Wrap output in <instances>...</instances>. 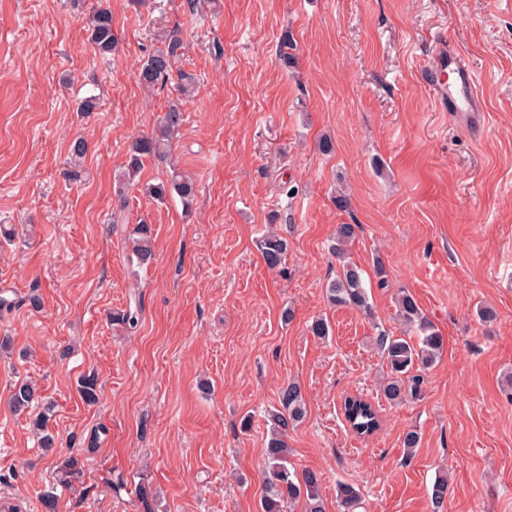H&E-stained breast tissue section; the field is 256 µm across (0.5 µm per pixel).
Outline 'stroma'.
<instances>
[{
    "mask_svg": "<svg viewBox=\"0 0 512 512\" xmlns=\"http://www.w3.org/2000/svg\"><path fill=\"white\" fill-rule=\"evenodd\" d=\"M99 7L121 43L105 59L87 39ZM162 28L186 43L192 100L135 79ZM438 33L478 73L480 123L435 105L426 65ZM89 96L96 109L78 111ZM174 103L184 121L170 151L121 185L131 141ZM79 136L89 151L75 179ZM175 171L193 178L192 204L149 200L145 184ZM142 223L146 267L128 240ZM0 224L33 227L0 241V337L12 339L0 352V500L21 512H42L55 477L33 412L9 405L22 380L55 403L57 453L82 452L57 512H140L144 475L155 512H260L266 417L290 381L306 406L290 461L321 473L325 512H340L343 485L360 495L356 512H433L442 475L444 512H512V0H220L214 13L187 0H0ZM340 224L358 227L349 254L367 315L327 298ZM271 227L288 239L273 271L257 249ZM402 289L444 349L423 398L397 405L381 394L373 338L401 333ZM129 308L139 323L126 331L112 318ZM319 318L332 329L323 339ZM90 373L101 395L88 406L76 383ZM346 393L378 404L376 435H352ZM410 430L421 436L411 452ZM93 435L96 451L83 452ZM132 251L139 265L148 264L153 259L152 230L148 224H138L129 233Z\"/></svg>",
    "mask_w": 512,
    "mask_h": 512,
    "instance_id": "obj_1",
    "label": "stroma"
}]
</instances>
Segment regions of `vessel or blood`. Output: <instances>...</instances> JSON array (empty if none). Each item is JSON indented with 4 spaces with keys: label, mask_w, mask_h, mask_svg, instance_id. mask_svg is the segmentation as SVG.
<instances>
[{
    "label": "vessel or blood",
    "mask_w": 512,
    "mask_h": 512,
    "mask_svg": "<svg viewBox=\"0 0 512 512\" xmlns=\"http://www.w3.org/2000/svg\"><path fill=\"white\" fill-rule=\"evenodd\" d=\"M428 68L433 96L441 110L465 122L482 112L477 76L446 39H434Z\"/></svg>",
    "instance_id": "b4317fda"
}]
</instances>
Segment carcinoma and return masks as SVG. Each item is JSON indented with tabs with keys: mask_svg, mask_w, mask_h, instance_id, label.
<instances>
[{
	"mask_svg": "<svg viewBox=\"0 0 512 512\" xmlns=\"http://www.w3.org/2000/svg\"><path fill=\"white\" fill-rule=\"evenodd\" d=\"M89 39L99 56L106 58L116 53L119 40L112 29V13L106 8L97 9L87 22ZM160 43L148 53L137 68V80L141 88L155 91L163 88L173 74H178V91L186 98L198 91L197 78L181 68L185 46L177 30H163L158 33ZM183 122L181 109L172 105L160 119L158 132L151 137L135 140L129 150V157L123 177L132 182L144 160L159 152ZM87 153V143L82 138L75 139L69 149L73 175L79 174L82 161ZM146 194L153 201L162 203L167 197L176 194L185 204L194 197L193 181L180 174L171 180L146 187ZM357 225L341 224L330 246L331 252L340 262V271L327 289L328 299L335 306H350L369 311L367 291L363 285L362 272L348 260L347 247L356 238ZM132 251L138 264L144 265L154 256L152 230L148 224H138L129 233ZM258 251L272 270L281 266L288 252V240L277 232L265 233L257 244ZM399 320L419 333L418 342L410 336H395L383 329L377 331L375 345L384 354L388 374L382 385L383 395L391 403L417 400L424 394L426 372L434 364L444 348V337L422 314L421 308L410 292H400L397 300ZM80 399L86 404H94L100 395L98 378L93 374L83 376L77 386ZM42 405L43 411L34 420L33 427L42 440L43 448L53 447V437L47 433V423L53 405L41 398L38 389L30 383L14 387L10 406L16 411H24L35 405ZM341 411L351 433L357 438L374 436L381 428V417L365 399L356 395H346L341 400ZM305 414V399L302 389L295 383L280 388L278 405L269 411L267 425L270 437L264 451L265 494L261 499V512H293L296 503H305L306 512H325L320 496L321 474L314 470L297 472L292 469L289 459L288 434L302 420ZM80 460L68 457L57 463L56 482L40 494L43 512H57V487L68 488L79 478ZM448 496V480L442 476L432 486L431 499L436 508L444 505ZM339 497L343 512H354L359 503V494L348 485L339 487Z\"/></svg>",
	"mask_w": 512,
	"mask_h": 512,
	"instance_id": "obj_1",
	"label": "carcinoma"
}]
</instances>
